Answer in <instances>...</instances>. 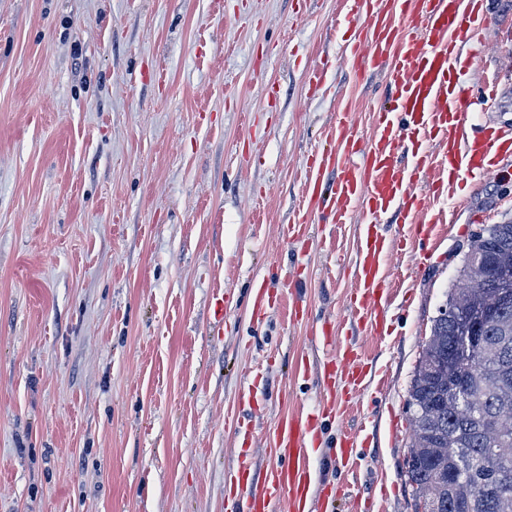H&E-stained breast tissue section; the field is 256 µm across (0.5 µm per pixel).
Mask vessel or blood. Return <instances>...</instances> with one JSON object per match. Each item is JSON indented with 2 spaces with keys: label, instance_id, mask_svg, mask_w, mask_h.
Listing matches in <instances>:
<instances>
[{
  "label": "vessel or blood",
  "instance_id": "obj_1",
  "mask_svg": "<svg viewBox=\"0 0 512 512\" xmlns=\"http://www.w3.org/2000/svg\"><path fill=\"white\" fill-rule=\"evenodd\" d=\"M485 0H345L351 32L344 54L358 58L365 68H384L391 90L389 100L374 111V134L358 137L350 124L337 120L326 135L325 148L309 160L312 209L324 224H344L353 211L366 220L356 257L357 285L348 307L370 334L380 335L383 305L390 302L385 285L387 260L393 242L378 228L379 219L400 213L413 224L417 237L431 238L434 225L425 215L431 199L447 190L448 179L460 173L512 176V147L499 130L486 128L471 138L466 116L474 94L460 78L461 48L486 42L493 16ZM414 151L409 163L400 155L406 145ZM426 182L428 193L414 192ZM297 281L285 275L276 287L257 284L254 312L293 294ZM318 340L328 361L321 378L322 404L310 414L284 416L269 436L273 463L255 478L249 462L251 428L240 430L241 455L229 468L227 512H314L315 479L308 465L310 450L320 440L324 420L342 417L361 396L370 370L365 356L354 348H337L334 330L322 327ZM358 434L341 437L333 461L343 473L357 463Z\"/></svg>",
  "mask_w": 512,
  "mask_h": 512
}]
</instances>
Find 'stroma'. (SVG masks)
Segmentation results:
<instances>
[{"instance_id":"35a3bbf8","label":"stroma","mask_w":512,"mask_h":512,"mask_svg":"<svg viewBox=\"0 0 512 512\" xmlns=\"http://www.w3.org/2000/svg\"><path fill=\"white\" fill-rule=\"evenodd\" d=\"M487 7L495 21L461 78L496 98L467 122L511 133L512 0ZM345 28L343 0H0V512H225L236 422L263 474L266 436L321 402L312 334L327 323L340 346L369 349L385 385L311 451L317 486L336 492L326 512H414L410 382L471 234L512 220V182L451 184L432 212L454 221L421 265L424 242L381 217L390 327L366 335L347 307L363 213L310 215L307 244L288 240L325 129L346 105L369 137L387 92L343 56ZM286 272L303 320L288 300L254 318V285ZM356 429L347 480L331 456Z\"/></svg>"}]
</instances>
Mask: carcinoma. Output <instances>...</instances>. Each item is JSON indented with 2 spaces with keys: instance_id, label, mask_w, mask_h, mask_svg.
Returning <instances> with one entry per match:
<instances>
[{
  "instance_id": "1",
  "label": "carcinoma",
  "mask_w": 512,
  "mask_h": 512,
  "mask_svg": "<svg viewBox=\"0 0 512 512\" xmlns=\"http://www.w3.org/2000/svg\"><path fill=\"white\" fill-rule=\"evenodd\" d=\"M502 268L512 269L510 220L472 236L411 380L405 474L415 512H512V297L498 286ZM474 309L491 317L466 354L451 313Z\"/></svg>"
}]
</instances>
